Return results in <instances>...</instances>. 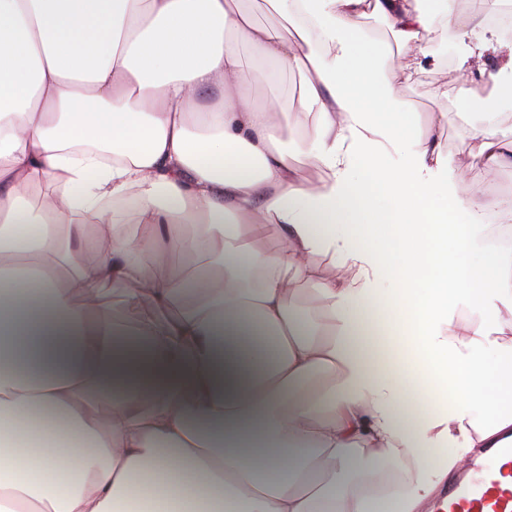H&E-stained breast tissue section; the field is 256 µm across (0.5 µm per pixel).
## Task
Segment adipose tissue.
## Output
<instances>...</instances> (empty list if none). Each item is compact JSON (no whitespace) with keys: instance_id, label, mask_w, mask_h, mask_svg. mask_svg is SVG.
<instances>
[{"instance_id":"ef3b65f1","label":"adipose tissue","mask_w":512,"mask_h":512,"mask_svg":"<svg viewBox=\"0 0 512 512\" xmlns=\"http://www.w3.org/2000/svg\"><path fill=\"white\" fill-rule=\"evenodd\" d=\"M267 2L292 35L241 0H0V512H419L512 435V352L487 351L512 335V225L417 148L412 69L357 28L383 16L417 58L428 12ZM241 44L306 74L326 178L297 175ZM160 228L187 272L154 263Z\"/></svg>"}]
</instances>
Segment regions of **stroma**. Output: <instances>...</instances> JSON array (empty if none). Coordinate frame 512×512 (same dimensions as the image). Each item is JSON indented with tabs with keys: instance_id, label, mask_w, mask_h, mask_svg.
Wrapping results in <instances>:
<instances>
[{
	"instance_id": "35a3bbf8",
	"label": "stroma",
	"mask_w": 512,
	"mask_h": 512,
	"mask_svg": "<svg viewBox=\"0 0 512 512\" xmlns=\"http://www.w3.org/2000/svg\"><path fill=\"white\" fill-rule=\"evenodd\" d=\"M476 16L472 0H455L450 16L433 14L424 33L429 58L420 64L412 63V79L395 85L394 94L403 112L422 127L431 128L436 151L447 156L453 167L471 171L473 195L491 200L496 188L512 187V163L504 162L491 172L474 167L477 145L470 131L472 126L485 122L486 114L465 113L468 97L465 86L457 79L456 54L463 49L473 52L472 83L476 86L497 73L504 57L496 42H483L481 32L474 30ZM450 26L465 32L464 45H449L446 29ZM302 86L303 77L294 70L279 78L258 75L249 84V92L258 103L282 112V142L292 153L298 152L301 142L313 138L316 132L314 117L305 112Z\"/></svg>"
}]
</instances>
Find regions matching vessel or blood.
Segmentation results:
<instances>
[{"mask_svg":"<svg viewBox=\"0 0 512 512\" xmlns=\"http://www.w3.org/2000/svg\"><path fill=\"white\" fill-rule=\"evenodd\" d=\"M438 512H512V444L472 461L449 485Z\"/></svg>","mask_w":512,"mask_h":512,"instance_id":"1","label":"vessel or blood"}]
</instances>
